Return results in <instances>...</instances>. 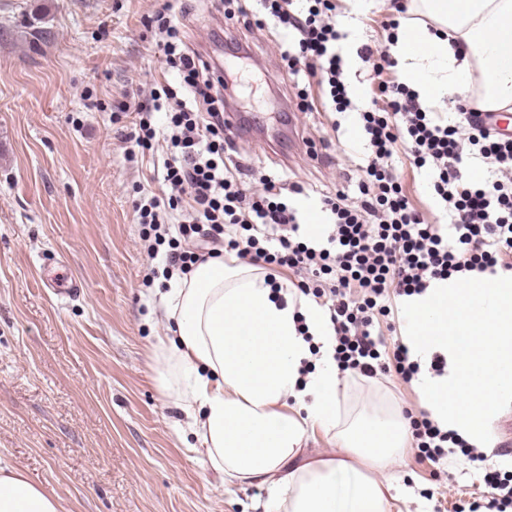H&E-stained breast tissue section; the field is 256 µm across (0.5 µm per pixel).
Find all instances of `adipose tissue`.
Instances as JSON below:
<instances>
[{"instance_id":"adipose-tissue-1","label":"adipose tissue","mask_w":512,"mask_h":512,"mask_svg":"<svg viewBox=\"0 0 512 512\" xmlns=\"http://www.w3.org/2000/svg\"><path fill=\"white\" fill-rule=\"evenodd\" d=\"M434 28L398 32L395 57L422 99L439 104L482 74L486 110L512 105V0H420ZM172 336L161 344L160 384L185 413L205 463L222 483L270 491L260 512H393L410 489L385 478L404 446L402 417L341 426L334 336L312 302L281 299L254 266L208 259L163 296ZM303 314L308 336L299 335ZM317 366L303 374L305 360ZM323 435L330 450L307 453ZM356 478L348 495L341 477ZM0 512H64L21 471L0 461Z\"/></svg>"}]
</instances>
